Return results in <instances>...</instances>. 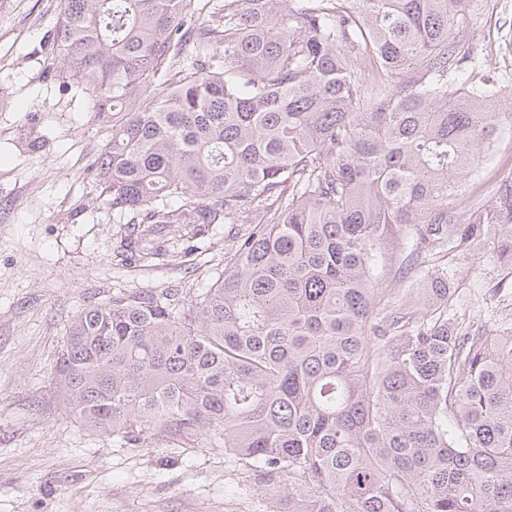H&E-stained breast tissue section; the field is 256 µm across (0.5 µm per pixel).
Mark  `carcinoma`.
I'll use <instances>...</instances> for the list:
<instances>
[{
  "mask_svg": "<svg viewBox=\"0 0 512 512\" xmlns=\"http://www.w3.org/2000/svg\"><path fill=\"white\" fill-rule=\"evenodd\" d=\"M466 21L467 0H62L65 74L111 129L114 261L246 225L198 294L74 318L69 412L258 462L288 512H512V331H460L430 269L482 241L512 259V182L455 206L505 116L459 81Z\"/></svg>",
  "mask_w": 512,
  "mask_h": 512,
  "instance_id": "cac0c4a2",
  "label": "carcinoma"
}]
</instances>
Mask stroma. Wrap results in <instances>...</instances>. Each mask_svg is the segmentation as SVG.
Wrapping results in <instances>:
<instances>
[{
    "mask_svg": "<svg viewBox=\"0 0 512 512\" xmlns=\"http://www.w3.org/2000/svg\"><path fill=\"white\" fill-rule=\"evenodd\" d=\"M61 0H0V512H288V490L197 436L134 443L86 428L54 382L74 317L118 288L194 292L232 239L154 267L112 262L120 227L94 159L107 141L91 93L65 76L53 39ZM462 43L512 113V0H470ZM512 178L502 132L457 202L467 218ZM448 304L468 332L512 330V261L493 245L445 258Z\"/></svg>",
    "mask_w": 512,
    "mask_h": 512,
    "instance_id": "35a3bbf8",
    "label": "stroma"
}]
</instances>
